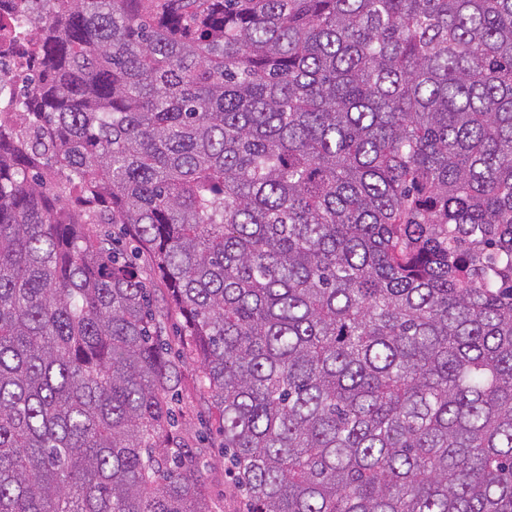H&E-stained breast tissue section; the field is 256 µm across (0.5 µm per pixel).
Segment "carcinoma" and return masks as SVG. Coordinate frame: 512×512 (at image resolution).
I'll return each mask as SVG.
<instances>
[{
  "mask_svg": "<svg viewBox=\"0 0 512 512\" xmlns=\"http://www.w3.org/2000/svg\"><path fill=\"white\" fill-rule=\"evenodd\" d=\"M0 112V512H512V0H27ZM138 262L145 268H147L149 274L148 278L150 279L151 287L153 288L155 297L157 298L159 305L164 309L171 310V307L169 306V289L167 288L166 282L158 273L156 268L154 269L152 267V262L150 258L146 254H144L141 255ZM168 338L172 346L177 349L176 340L178 336L168 331ZM180 351L181 383L178 387V402L176 407L183 409L184 418H179L187 436L197 446L206 448L201 459V472L205 480V489L209 496L217 502L222 512L243 511V500L240 494L234 489L232 478L229 476L224 465V456L218 447L219 438L216 434V425L208 413L204 395L198 387L200 375L199 363L196 359ZM204 436L205 441L197 444ZM215 447V448H213Z\"/></svg>",
  "mask_w": 512,
  "mask_h": 512,
  "instance_id": "cac0c4a2",
  "label": "carcinoma"
}]
</instances>
